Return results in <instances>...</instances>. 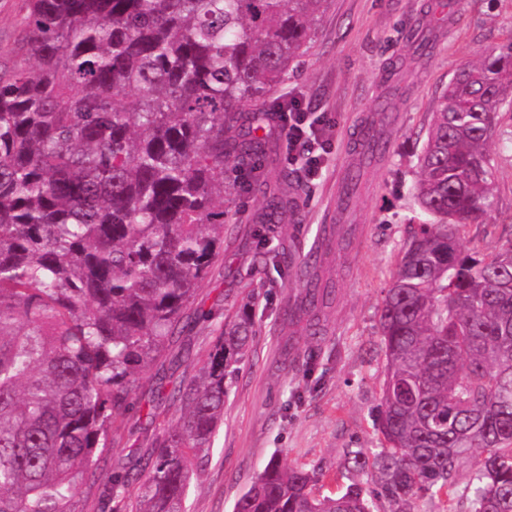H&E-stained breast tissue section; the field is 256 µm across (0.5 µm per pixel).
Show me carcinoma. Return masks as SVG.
Listing matches in <instances>:
<instances>
[{
	"label": "carcinoma",
	"instance_id": "obj_1",
	"mask_svg": "<svg viewBox=\"0 0 512 512\" xmlns=\"http://www.w3.org/2000/svg\"><path fill=\"white\" fill-rule=\"evenodd\" d=\"M327 0H24L0 59V512H76L141 371L190 327L184 312L224 244V175L273 143L246 109L288 79ZM417 156L416 225L379 308L382 448L347 451L353 480L271 461L234 512H512V238L464 252L460 228L495 206L489 152L512 111V38L459 70ZM360 154L386 149L373 126ZM286 171L260 182L266 215L295 210ZM331 286L310 277L288 320L317 334ZM253 322L219 328L180 414L153 442L135 500L105 477L101 509L184 512L224 423L226 379ZM475 457L459 495L456 471Z\"/></svg>",
	"mask_w": 512,
	"mask_h": 512
}]
</instances>
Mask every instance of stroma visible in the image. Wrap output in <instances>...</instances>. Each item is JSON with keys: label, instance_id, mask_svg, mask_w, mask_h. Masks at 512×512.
Masks as SVG:
<instances>
[{"label": "stroma", "instance_id": "35a3bbf8", "mask_svg": "<svg viewBox=\"0 0 512 512\" xmlns=\"http://www.w3.org/2000/svg\"><path fill=\"white\" fill-rule=\"evenodd\" d=\"M421 34L431 45L423 56L413 51ZM510 36L512 0H452L445 8L437 0H329L314 23L310 48L287 81L263 99L264 108L273 110L294 96L311 119L330 118L322 173L310 180L289 165L279 132L276 154L230 173L234 191L224 204V247L185 311L190 329L172 345L184 359L174 364L162 357L143 371L122 428L101 459L102 474L141 473L149 435L178 414L170 394L196 374L227 312L245 306L254 319L252 340L236 365L209 460L191 481L188 512H233L274 457L285 467L322 469L313 492L330 495L345 449L368 453L380 447L376 419L385 360L379 307L420 220L413 186L430 106L460 66ZM376 118L384 123L387 149L346 216H339V189L357 162L359 134ZM490 150L497 160L496 208L486 224L460 234L465 249L483 254L505 243L501 227L512 224V118L503 117ZM273 169L289 171L299 208L285 217L281 235L270 238L254 186ZM347 223L354 229L349 252L338 257L313 250L321 225H331L336 239ZM268 249L285 253L286 262L266 263ZM306 272L331 280L335 289L316 336L285 314Z\"/></svg>", "mask_w": 512, "mask_h": 512}]
</instances>
